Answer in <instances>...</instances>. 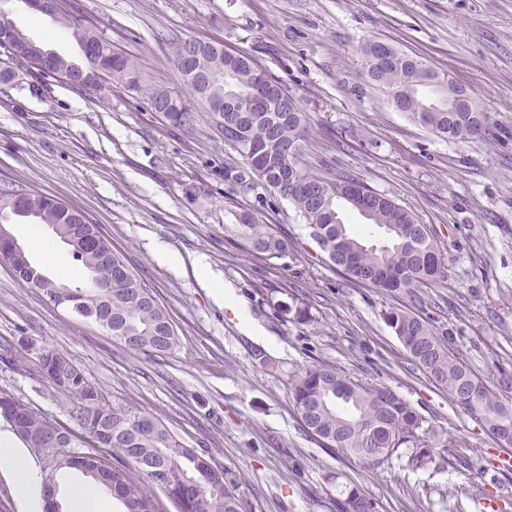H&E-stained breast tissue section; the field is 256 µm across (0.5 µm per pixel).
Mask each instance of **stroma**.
Returning a JSON list of instances; mask_svg holds the SVG:
<instances>
[{"label": "stroma", "mask_w": 512, "mask_h": 512, "mask_svg": "<svg viewBox=\"0 0 512 512\" xmlns=\"http://www.w3.org/2000/svg\"><path fill=\"white\" fill-rule=\"evenodd\" d=\"M77 16L137 63L142 88L195 103L173 63L169 40L202 38L255 58L311 119L298 166L347 175L388 195L430 225L448 265L417 313L446 333L452 351L486 380L512 373V0H70ZM31 39L81 60L76 37L23 0H0ZM391 44L462 86L489 117L485 134L443 140L396 111L368 83L360 48ZM0 185L16 184L81 208L129 269L151 287L179 336L155 357L125 348L102 328L54 308L0 263V336L63 351L108 400L157 417L187 447L206 450L240 475L249 512H334L346 487L380 512H480L494 496L512 512V449L499 445L408 359L383 319L408 305L402 294L363 288L335 271L285 199L259 206L215 172L233 158L212 115L193 129L171 126L140 90L120 81L77 88L0 55ZM206 184L190 201L185 187ZM292 241L295 255L261 261L224 239L239 209ZM49 276L82 279L69 248L49 226L53 255L31 245L29 226H8ZM184 260L161 262L156 245ZM233 288L259 335L217 305L196 264ZM303 306L306 317L293 309ZM326 365L385 386L425 420L431 461L373 467L321 447L290 392L292 376ZM7 392L60 423L72 406L36 374L0 363ZM456 447H447L448 438Z\"/></svg>", "instance_id": "35a3bbf8"}]
</instances>
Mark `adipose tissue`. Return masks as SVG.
Listing matches in <instances>:
<instances>
[{"mask_svg": "<svg viewBox=\"0 0 512 512\" xmlns=\"http://www.w3.org/2000/svg\"><path fill=\"white\" fill-rule=\"evenodd\" d=\"M0 474L8 476L27 512H42V475L23 441L11 427L0 426Z\"/></svg>", "mask_w": 512, "mask_h": 512, "instance_id": "1", "label": "adipose tissue"}]
</instances>
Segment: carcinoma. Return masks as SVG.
<instances>
[{"label":"carcinoma","instance_id":"carcinoma-1","mask_svg":"<svg viewBox=\"0 0 512 512\" xmlns=\"http://www.w3.org/2000/svg\"><path fill=\"white\" fill-rule=\"evenodd\" d=\"M60 23L74 29L79 44L93 51L94 59L73 63L52 53L43 58L42 44L21 29L10 30L11 49L0 51L17 62L36 69L45 78L75 80L80 87L100 85L102 75L127 81L140 88L134 61L112 47L110 39L88 26H76L70 14ZM378 43L361 47L363 75L383 88L390 103L431 134L463 139L487 129V113L466 94L462 112L448 111V80L429 81L437 71L423 61L399 51L390 58L377 52ZM202 64L225 74L224 87L197 93L208 111L223 106L224 90L236 92L233 111L215 117L224 143L238 158L224 164L216 175L235 187L250 180L258 198L279 195L292 202L320 245L329 263L360 286L418 299L425 288L447 279L448 268L431 229L391 198L374 192L356 193L360 183L350 179L324 180L300 171L296 155L307 133L309 118L284 85L256 89L250 57L211 46ZM150 108L181 129L197 124L198 113L179 96L163 89L147 88ZM34 209L36 224H68L76 236L91 237L98 227L78 207L62 200L45 202L46 195L31 188L5 184L0 187V218L17 194ZM382 230V242L369 244L352 233L341 217L342 204ZM235 223L224 225V236L242 246L249 255L284 259L294 247L264 223L257 210L233 213ZM101 248L79 251L74 260L83 269V284L52 280L42 289L47 297L63 290L75 314L109 332L130 350L149 354L170 353L178 336L152 289L129 272L122 258L101 260ZM385 323L402 343L410 360L430 380L448 390V395L470 417L500 441L512 446V404L500 393L512 389V374L500 373L489 385L448 346V339L412 311L399 308L383 314ZM0 362L19 372H34L62 393L74 407V425L65 427L37 413L9 395L8 410L0 417L44 464V487L57 490L56 476L65 469L90 477L99 489L121 499L127 512H156L155 490L180 495L185 512H244L237 476L217 466L211 457L185 447L156 418L125 404L109 403L103 390L63 352L24 340L0 342ZM294 406L304 426L328 448L360 462L381 465L412 450L411 464L426 465L430 452L425 444L424 420L404 399L384 386L354 380L327 366L309 367L291 381ZM59 440V451L49 456L44 448ZM374 497L352 486L336 500V512H379Z\"/></svg>","mask_w":512,"mask_h":512}]
</instances>
